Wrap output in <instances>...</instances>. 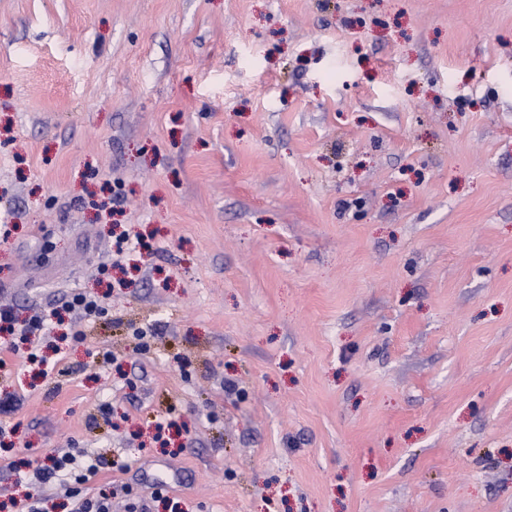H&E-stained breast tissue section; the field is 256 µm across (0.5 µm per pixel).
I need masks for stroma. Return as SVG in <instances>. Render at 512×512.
<instances>
[{
    "instance_id": "stroma-1",
    "label": "stroma",
    "mask_w": 512,
    "mask_h": 512,
    "mask_svg": "<svg viewBox=\"0 0 512 512\" xmlns=\"http://www.w3.org/2000/svg\"><path fill=\"white\" fill-rule=\"evenodd\" d=\"M0 220V512H512V0H0ZM61 311L75 312L86 327L108 313L100 299L84 292H77L70 296L60 309L52 310L49 315L36 314L32 316L22 330L21 335L25 336L23 340L31 343L29 336L48 335L53 319H57L59 322L62 320ZM75 464L76 458L73 455L48 454L44 461L34 468V479L41 485L59 484L66 496L73 501L72 512H111L110 494L101 490L95 498L82 497V488L77 486L83 481L79 473L97 471L102 460H91L80 471H76V467L73 466Z\"/></svg>"
}]
</instances>
